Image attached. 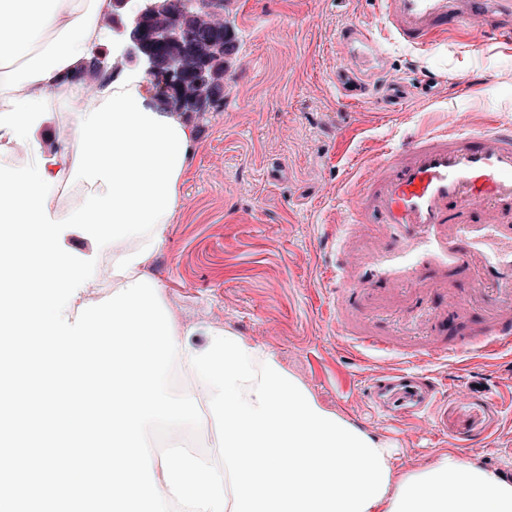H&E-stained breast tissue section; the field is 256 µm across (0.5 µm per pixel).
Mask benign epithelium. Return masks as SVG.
I'll return each instance as SVG.
<instances>
[{"label":"benign epithelium","mask_w":512,"mask_h":512,"mask_svg":"<svg viewBox=\"0 0 512 512\" xmlns=\"http://www.w3.org/2000/svg\"><path fill=\"white\" fill-rule=\"evenodd\" d=\"M113 0V28L124 34L123 58L140 66L147 78L158 82L156 101L162 106L177 101L180 110L190 113L207 108L205 102L186 92L190 83L207 78L210 60L197 59L186 71L174 61L190 37L187 20L197 16H221L224 0Z\"/></svg>","instance_id":"7a95c632"}]
</instances>
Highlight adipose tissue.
Masks as SVG:
<instances>
[{"mask_svg":"<svg viewBox=\"0 0 512 512\" xmlns=\"http://www.w3.org/2000/svg\"><path fill=\"white\" fill-rule=\"evenodd\" d=\"M112 0H0L10 24L0 32V113L13 97L47 96L51 111L87 117L115 91L141 86L140 75L104 78L85 96L71 74L86 68L102 40L101 18ZM169 218L146 236L112 246V272L125 282L148 275ZM177 362L202 381L222 425L224 463L201 465L188 455L153 462L164 496L187 512H512V480L477 462L448 454L422 470L394 477L388 448L319 408L308 391L273 356H259L243 339L213 329L206 346L185 342Z\"/></svg>","mask_w":512,"mask_h":512,"instance_id":"1","label":"adipose tissue"}]
</instances>
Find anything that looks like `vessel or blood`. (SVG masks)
Wrapping results in <instances>:
<instances>
[{"mask_svg": "<svg viewBox=\"0 0 512 512\" xmlns=\"http://www.w3.org/2000/svg\"><path fill=\"white\" fill-rule=\"evenodd\" d=\"M381 23L397 40L431 47L460 25L512 41V0H383ZM340 42L352 54L372 46L369 25L346 26ZM336 81L347 100L365 92L353 67ZM352 223L336 227V321L342 334L383 351L393 344L371 317L390 314L413 360L448 357L449 320L474 328L480 352L512 347V134L494 125L466 132L451 125L411 137L369 160L350 198ZM440 292L446 308L432 307ZM366 397L391 419L412 423L435 413L440 387L405 367L374 374Z\"/></svg>", "mask_w": 512, "mask_h": 512, "instance_id": "b4317fda", "label": "vessel or blood"}]
</instances>
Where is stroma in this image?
I'll return each instance as SVG.
<instances>
[{
    "mask_svg": "<svg viewBox=\"0 0 512 512\" xmlns=\"http://www.w3.org/2000/svg\"><path fill=\"white\" fill-rule=\"evenodd\" d=\"M224 10L239 44L224 103L193 117L181 203L150 268L168 307L196 326L195 346L206 345L213 326L273 355L319 407L387 444L395 474L451 452L490 470L512 467V349L486 356L456 336V357L423 364L444 383L435 418L416 428L388 420L361 390L375 371L405 361L340 335L328 275L364 161L425 127L512 126V45L466 28L428 48L380 38L363 74L403 76L410 92L391 110L373 97L344 101L336 84L346 62L341 30L351 21L379 23L380 0H226ZM424 81L433 96L417 93ZM60 243L96 260L104 279L96 299L123 289L107 260L111 247L77 228L64 230ZM479 379L493 397H458Z\"/></svg>",
    "mask_w": 512,
    "mask_h": 512,
    "instance_id": "obj_1",
    "label": "stroma"
}]
</instances>
